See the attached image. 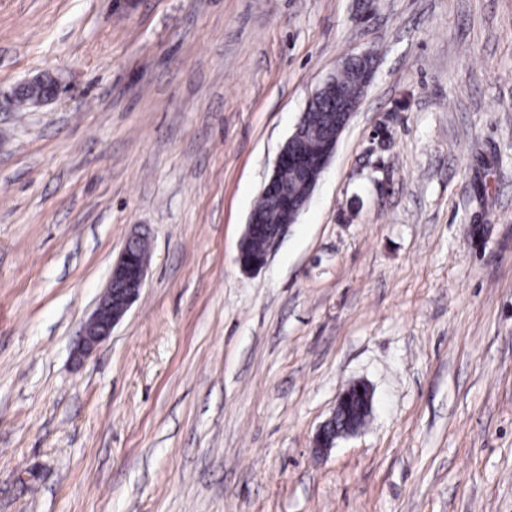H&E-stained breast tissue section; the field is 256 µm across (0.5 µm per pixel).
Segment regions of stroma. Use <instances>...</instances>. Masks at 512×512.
I'll use <instances>...</instances> for the list:
<instances>
[{
  "label": "stroma",
  "instance_id": "obj_1",
  "mask_svg": "<svg viewBox=\"0 0 512 512\" xmlns=\"http://www.w3.org/2000/svg\"><path fill=\"white\" fill-rule=\"evenodd\" d=\"M364 50L243 273L280 149ZM41 75L58 97L12 106ZM135 233L141 294L76 357ZM352 382L367 426L315 453ZM0 512H512V0H0ZM375 67L376 60L369 53L360 52L352 54L345 58L337 68L336 75H330L325 80V84L323 83L324 86L320 87L321 89L319 88L310 99L292 133L276 157L272 173L261 192L267 197L261 194L257 204L251 211L262 230L275 226V224L276 226L268 233L266 241L265 236H262V230H258L254 234L248 242L250 253L258 255L262 252V248L263 252L256 258L246 259L244 255L245 244L257 227L255 221L249 215L236 255V262L242 271L254 273L266 266L271 251L282 236L287 224H294L298 215L308 205L318 179L335 154L340 134L347 128L354 112L358 108L359 102L354 105V102L346 96L344 88L339 82L344 84L348 95L357 101L360 100L359 89L349 82L346 73L338 74L340 72H349L353 76L356 85L365 92L372 82ZM336 76L339 82L336 81ZM330 85L333 86L335 96L333 97L332 92L324 94V98L312 107V112H316L321 121H327L330 112H332L331 101L335 98L334 131L329 126L309 125L307 119V111L311 102L318 98ZM307 136L315 140L316 146L311 141L308 144L303 143V146L306 150H314L316 147L313 152H305L300 148V142ZM291 170L298 177V183L301 187L299 194L290 192L288 185L283 184L279 179L281 173L280 178L282 181L295 186L296 179ZM268 197L283 207L288 208L291 218L288 220V212Z\"/></svg>",
  "mask_w": 512,
  "mask_h": 512
}]
</instances>
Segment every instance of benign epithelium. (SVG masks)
<instances>
[{
  "mask_svg": "<svg viewBox=\"0 0 512 512\" xmlns=\"http://www.w3.org/2000/svg\"><path fill=\"white\" fill-rule=\"evenodd\" d=\"M376 60L367 52L352 54L344 59L337 72H348L353 76L356 85L365 90L372 82ZM333 86L335 94L334 128L311 125L308 123L307 112H302L292 133L279 151L273 170L266 181L262 194L288 208L291 218L288 223L296 222L298 215L308 205L313 190L333 158L340 134L349 125L358 105L349 100L343 86L331 75L325 80V86ZM310 137L316 142V149L306 152L300 148V142ZM289 168L298 177L301 192L289 191L288 185L282 183L279 175ZM286 223V224H288ZM286 224H278L268 233L263 252L256 258L248 259L244 255V247L249 236L256 230V223L248 219L244 234L238 244L236 262L246 273H254L266 266L273 247L282 236ZM135 240L130 239L123 247L113 267L106 292L92 313L83 331V350L88 352L111 335L113 328L123 319L127 311L139 296L143 287L148 263L136 258L133 246ZM358 399L365 411L372 409L373 396L369 388L357 389L348 386L339 396L336 411L331 418L315 434L313 443L319 453L326 452L334 445L337 436H349L358 428L339 419V409L347 405L351 398Z\"/></svg>",
  "mask_w": 512,
  "mask_h": 512,
  "instance_id": "7a95c632",
  "label": "benign epithelium"
}]
</instances>
